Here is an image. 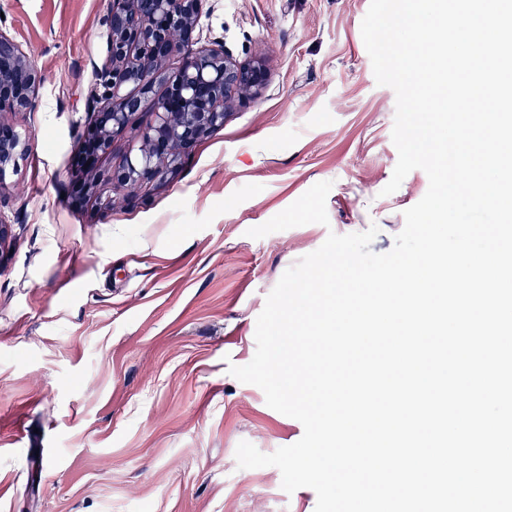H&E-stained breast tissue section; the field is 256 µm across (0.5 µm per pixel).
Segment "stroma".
<instances>
[{"instance_id":"35a3bbf8","label":"stroma","mask_w":512,"mask_h":512,"mask_svg":"<svg viewBox=\"0 0 512 512\" xmlns=\"http://www.w3.org/2000/svg\"><path fill=\"white\" fill-rule=\"evenodd\" d=\"M369 5L206 0L204 33L263 57L268 83L169 184L101 211L74 192L112 2L0 0L43 78L32 110L0 115L28 143L0 185V512H315L277 468H238L240 441L269 454L304 429L229 367L290 266L373 225L390 251L428 190L416 169L382 193L396 98Z\"/></svg>"}]
</instances>
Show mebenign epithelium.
Returning a JSON list of instances; mask_svg holds the SVG:
<instances>
[{"instance_id":"1","label":"benign epithelium","mask_w":512,"mask_h":512,"mask_svg":"<svg viewBox=\"0 0 512 512\" xmlns=\"http://www.w3.org/2000/svg\"><path fill=\"white\" fill-rule=\"evenodd\" d=\"M203 0H112L109 42L99 68L101 82L90 93L94 120L84 134L78 199L95 194L92 177L98 159L111 152L113 137L130 134L132 147L107 175L115 191L150 190L168 183L182 161L211 131L224 124L228 110L256 99L268 80L260 57L240 60L224 39L196 34ZM188 48L182 66L166 62ZM41 78L20 46L0 30V112H26L35 106ZM164 86L162 94L155 85ZM136 112L152 120L130 126ZM27 152V142L0 122V181L6 168Z\"/></svg>"}]
</instances>
